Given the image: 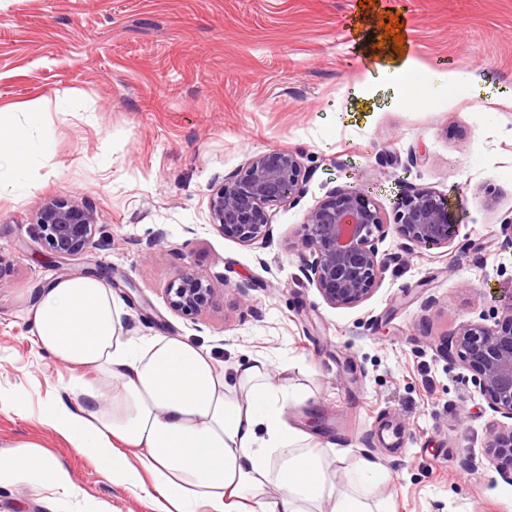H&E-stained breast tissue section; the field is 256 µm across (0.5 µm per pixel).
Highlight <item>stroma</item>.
Returning a JSON list of instances; mask_svg holds the SVG:
<instances>
[{
  "mask_svg": "<svg viewBox=\"0 0 512 512\" xmlns=\"http://www.w3.org/2000/svg\"><path fill=\"white\" fill-rule=\"evenodd\" d=\"M392 16L411 60L401 83L364 51L375 20ZM455 71L485 93L450 84ZM502 87L512 89V0H0V146L21 127L55 140L51 162L21 160L18 186L0 190V390L19 396L0 411V447L38 443L80 490L50 500L0 486V512H159L42 421L71 399L70 373L35 345L27 312L44 284L97 263L119 283L125 334L202 346L230 384L238 363L266 359L299 395L286 421L331 470L363 457L387 469L377 497L390 512H512V483L481 464L503 419L440 352L512 289L499 235L512 217ZM32 100L49 109L30 121L18 106ZM277 150L298 155L306 186L296 205L270 208L272 241L216 232L215 180ZM349 188L388 216L406 194L433 191L461 231L448 249L406 256L388 234L375 293L334 308L300 271L297 230ZM56 196L97 216L72 260L34 239L36 212ZM184 267L214 280L197 316L167 302Z\"/></svg>",
  "mask_w": 512,
  "mask_h": 512,
  "instance_id": "stroma-1",
  "label": "stroma"
}]
</instances>
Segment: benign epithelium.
I'll return each instance as SVG.
<instances>
[{
	"mask_svg": "<svg viewBox=\"0 0 512 512\" xmlns=\"http://www.w3.org/2000/svg\"><path fill=\"white\" fill-rule=\"evenodd\" d=\"M305 172L297 155L274 151L256 156L233 175L213 185L209 215L213 228L245 245L272 239L268 208L291 207L304 193ZM97 225L94 210L75 198L47 199L35 217L38 242L61 258L78 257L88 248ZM447 200L422 190L401 199L388 222L363 192L346 190L312 207L299 228L300 271L334 308H355L375 292L385 260L379 244L394 232L405 252L445 248L459 236ZM171 310L201 313L214 288L211 279L180 271L166 289ZM447 357L472 372L471 381L488 407L512 420V291L493 324L466 321L448 338ZM486 467L512 482V424L496 431L485 449Z\"/></svg>",
	"mask_w": 512,
	"mask_h": 512,
	"instance_id": "7a95c632",
	"label": "benign epithelium"
}]
</instances>
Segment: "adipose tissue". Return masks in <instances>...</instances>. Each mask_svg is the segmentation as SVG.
I'll use <instances>...</instances> for the list:
<instances>
[{
    "mask_svg": "<svg viewBox=\"0 0 512 512\" xmlns=\"http://www.w3.org/2000/svg\"><path fill=\"white\" fill-rule=\"evenodd\" d=\"M0 188L17 179L15 158L50 162L52 138L15 132ZM38 348L70 366L85 398L55 405L45 421L96 457L107 477L156 499L162 512H387L372 500L390 475L376 461L337 476L307 434L284 419L294 394L260 359L239 364L236 386L203 348L165 336L123 335L121 310L91 276L47 283L29 311ZM112 381L108 408L81 374ZM73 496L67 469L31 441L0 450V485Z\"/></svg>",
    "mask_w": 512,
    "mask_h": 512,
    "instance_id": "ef3b65f1",
    "label": "adipose tissue"
}]
</instances>
